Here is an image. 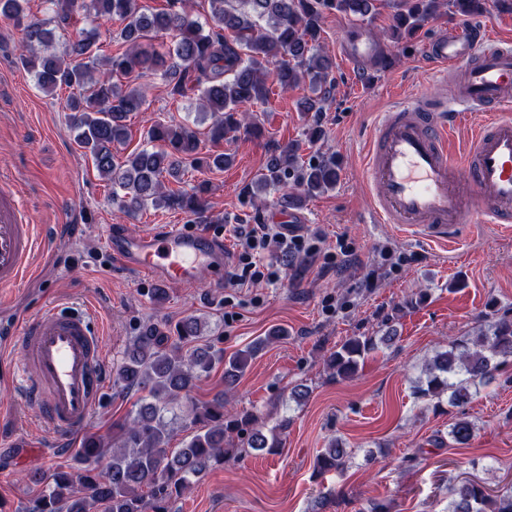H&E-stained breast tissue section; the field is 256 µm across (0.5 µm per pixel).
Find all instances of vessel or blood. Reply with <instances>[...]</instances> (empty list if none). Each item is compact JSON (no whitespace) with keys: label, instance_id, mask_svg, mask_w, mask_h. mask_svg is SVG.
Returning a JSON list of instances; mask_svg holds the SVG:
<instances>
[{"label":"vessel or blood","instance_id":"obj_1","mask_svg":"<svg viewBox=\"0 0 512 512\" xmlns=\"http://www.w3.org/2000/svg\"><path fill=\"white\" fill-rule=\"evenodd\" d=\"M360 71L372 69L383 52L362 27L340 48ZM431 63L451 76L450 95L423 94L394 102L380 113L366 161L371 221L419 240L448 245L459 225L512 224V43L481 37L463 26L426 45ZM475 125L464 148L468 179H459L448 140L460 119ZM40 234L26 209L0 190V288L13 289L33 274ZM112 258L157 284L207 279L222 258L211 235L173 229L139 236L106 234ZM0 347L25 371L9 376L43 422L60 434L87 428L106 380L103 338L88 306L42 308L0 327Z\"/></svg>","mask_w":512,"mask_h":512}]
</instances>
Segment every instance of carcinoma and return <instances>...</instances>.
Returning <instances> with one entry per match:
<instances>
[{"label": "carcinoma", "instance_id": "obj_1", "mask_svg": "<svg viewBox=\"0 0 512 512\" xmlns=\"http://www.w3.org/2000/svg\"><path fill=\"white\" fill-rule=\"evenodd\" d=\"M47 2L53 16L37 19L29 17L28 0H0V18L21 28L19 61L34 73L37 87L50 95L62 87L71 90V124L80 146L111 185L112 203L131 215L148 207L179 210L198 223L205 222L208 210L202 197L206 185L173 189L166 179H177L185 166L202 162L222 171L233 157L212 152L203 161L201 132L188 123L160 122L147 130L144 147L120 153L118 147L129 139L126 118L146 103L140 79L148 74L162 78L173 98L197 94L199 113L211 117L207 137L214 145L242 133L259 134L261 127L242 106L266 100L270 80L284 91L308 85L311 94L301 100V110H324L335 89L329 79L333 63L319 52L324 15L365 19L380 6V0H209V14L201 20L189 0H167L166 7L155 10L142 0ZM484 7V0H400L392 37L415 32L442 9L473 16ZM91 17L120 22L109 35L119 43V52L100 53L99 33L77 27L79 19ZM57 28L71 31L61 45L56 44ZM337 177L335 160L321 158L304 166L288 144L271 156L255 184L280 192L295 206L307 195L333 188ZM201 336L202 323L195 317L181 321L174 336L158 324L144 326L126 346L116 372L122 389L145 393L144 403L112 433L87 434L76 456L77 469L54 472L24 512H172V500L224 465L236 447L269 452L281 447L289 419L264 432L255 428L252 412L228 409L222 391L195 401L183 415L174 405L218 368L225 387H232L285 332L275 328L228 357L222 349L192 346ZM389 339L351 336L329 354L326 369L335 377H351L378 342ZM509 359L512 310L492 307L473 333L450 340L448 349L425 364V379L418 381L415 394L437 406L446 401L462 407ZM186 421L194 432L174 448ZM474 431L475 424L461 416L450 426L448 438L464 446ZM350 459L351 452L332 440L316 456L314 470L319 476L342 473ZM448 512H512V485L492 493L475 480L455 483Z\"/></svg>", "mask_w": 512, "mask_h": 512}]
</instances>
